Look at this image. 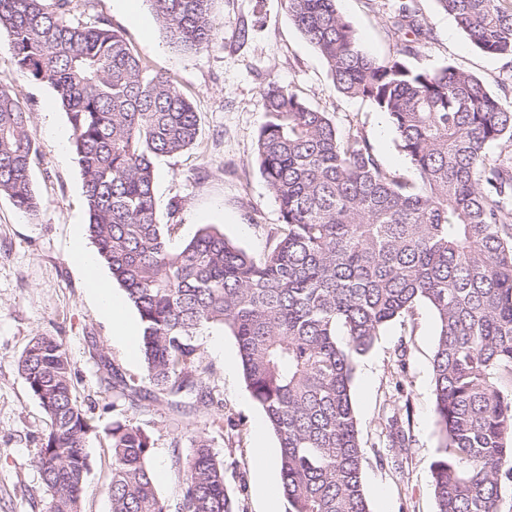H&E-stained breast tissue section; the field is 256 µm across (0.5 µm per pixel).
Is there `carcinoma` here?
I'll return each instance as SVG.
<instances>
[{
	"label": "carcinoma",
	"mask_w": 512,
	"mask_h": 512,
	"mask_svg": "<svg viewBox=\"0 0 512 512\" xmlns=\"http://www.w3.org/2000/svg\"><path fill=\"white\" fill-rule=\"evenodd\" d=\"M175 44L209 46L214 0H149ZM480 52L512 68V7L438 0ZM72 0H0V30L19 73L47 83L69 115L88 229L142 325L147 384L103 365L131 407L207 385L197 336L230 330L246 386L279 444L286 512H370L353 404L357 363L390 322L423 303L437 322L431 375L440 450L430 465L436 512H499L512 483V102L453 66L415 69L407 57L431 31L409 5L391 17L393 55L357 45L336 0H283L326 61L339 92L384 113L418 186L386 169L357 125L342 135L290 88L262 93L259 171L279 206L271 248L250 256L206 226L174 248L156 217L154 160L189 149L193 105L152 73L123 36L72 15ZM31 113L0 86V195L36 215L38 149ZM18 371L49 418L35 464L46 512H81L90 425L72 393L62 341L38 334ZM390 447L410 433L387 420ZM111 512H167L149 465L151 436L112 424ZM179 512H233L224 459L199 435Z\"/></svg>",
	"instance_id": "carcinoma-1"
}]
</instances>
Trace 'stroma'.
<instances>
[{
  "instance_id": "1",
  "label": "stroma",
  "mask_w": 512,
  "mask_h": 512,
  "mask_svg": "<svg viewBox=\"0 0 512 512\" xmlns=\"http://www.w3.org/2000/svg\"><path fill=\"white\" fill-rule=\"evenodd\" d=\"M402 3L415 7L432 33L411 65L453 66L512 102V86L503 82L504 60L477 50L436 0H338L337 7L353 23L360 48L382 58L394 51L388 18ZM73 6L76 17L102 19L122 34L149 69L174 80L197 112L196 142L156 162L158 220L176 223V242H188L212 225L249 255L268 250L267 229L279 223L280 212L255 155L264 120L262 92L272 83L291 87L340 131L363 127L385 167L415 180L385 116L371 101L337 91L325 61L281 0H215L213 43L199 50L172 44L148 0H135L130 9L116 7L114 0H74ZM0 84L32 114L39 150L32 178L41 200L39 214L32 216L0 196V512H46L48 493L33 460L49 419L17 368L30 339L42 333L67 348L73 393L91 425L81 512H111L110 431L113 422L128 417L154 442L150 464L168 512H178L186 461L201 432L224 459L234 505L266 512L255 452L258 445L274 448L278 441L270 430L256 434L265 415L246 387L228 329L213 325L198 338L222 410L196 411L190 396L173 407L150 395L131 411L104 381L106 362L129 378L144 379L146 371L142 354L130 353L113 337L87 287L86 271L73 257L75 228L87 224L88 213L68 114L50 85L18 73L3 34ZM436 332L431 309L419 305L411 319L385 328L356 368L353 399L370 512H436L430 479L439 451L431 382ZM395 414L409 417L412 441L404 448L387 445L385 423Z\"/></svg>"
}]
</instances>
